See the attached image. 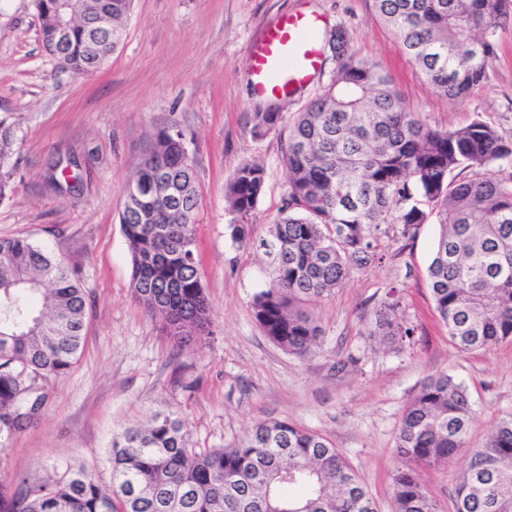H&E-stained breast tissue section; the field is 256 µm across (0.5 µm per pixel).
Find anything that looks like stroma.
I'll return each mask as SVG.
<instances>
[{
    "mask_svg": "<svg viewBox=\"0 0 512 512\" xmlns=\"http://www.w3.org/2000/svg\"><path fill=\"white\" fill-rule=\"evenodd\" d=\"M322 15V35L343 28L358 56L389 73L408 111L445 131L479 119L512 141V26L499 37L485 83L453 103L428 84L382 24L372 0H134L121 49L91 74L60 68L44 50L35 0H0V120L12 124L13 191L0 201V238H27L64 260L84 284L87 311L81 354L45 383L37 421L0 454V480L40 484L80 465L110 483L109 447L118 431L174 413L194 448H226L257 420H284L337 448L374 498L394 512L393 474L402 415L431 375L462 384L473 408L469 447L486 441L512 416V342L462 353L448 340L427 284L437 224L381 236L380 261L351 273L309 311L322 329L313 353L300 358L265 336L252 312L270 283L257 242L269 238L288 193L283 157L293 115L329 82L336 60L325 52L318 77L291 98L254 94L248 48L281 16ZM282 118L262 136L254 115ZM178 125L200 190L196 213L199 273L213 333L176 345L137 302L119 214L129 183L156 133ZM78 163L70 193L46 180L60 162ZM246 162L265 169L248 215L232 212L226 187ZM250 227L252 246L230 235ZM413 328L410 342L378 336L375 312L389 296ZM466 457L424 468L422 480L439 512H454Z\"/></svg>",
    "mask_w": 512,
    "mask_h": 512,
    "instance_id": "stroma-1",
    "label": "stroma"
}]
</instances>
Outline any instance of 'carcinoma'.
I'll list each match as a JSON object with an SVG mask.
<instances>
[{
	"label": "carcinoma",
	"instance_id": "carcinoma-1",
	"mask_svg": "<svg viewBox=\"0 0 512 512\" xmlns=\"http://www.w3.org/2000/svg\"><path fill=\"white\" fill-rule=\"evenodd\" d=\"M133 0H112L100 21L77 20L57 48L75 74L96 71L99 37L120 28ZM378 17L426 82L454 101L487 79L500 32L512 24V0H373ZM43 48L55 17L36 0ZM336 70L322 93L292 119L284 161L288 194L271 238L270 286L254 297L266 336L305 357L322 330L302 305L330 296L354 270L372 265L384 224L408 235L435 220L439 235L427 270L434 310L461 352L512 341V142L474 120L448 131L406 110L392 78L330 34ZM281 119L257 112L260 134ZM16 137L0 121V200L12 191L9 162ZM166 175L176 188L157 183ZM126 195L120 224L137 300L178 340L209 333L210 306L200 280L195 217L199 192L181 131L160 130ZM264 168L240 166L227 187L234 212L252 211ZM87 291L65 263L21 238L0 239V451L36 420L44 381L65 375L83 347ZM396 301L376 311L380 336L395 344L413 335ZM473 410L467 391L446 373L423 385L405 410L397 437L401 465L393 478L396 512H437L419 468L469 461L454 512H512V417L500 420L480 448L467 446ZM112 481L85 468L17 491L0 482V512H377L341 453L320 435L286 421H259L229 448L189 447L183 421L157 413L144 428L113 436ZM296 474L280 485L275 472Z\"/></svg>",
	"mask_w": 512,
	"mask_h": 512
}]
</instances>
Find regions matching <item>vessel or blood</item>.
Listing matches in <instances>:
<instances>
[{"mask_svg":"<svg viewBox=\"0 0 512 512\" xmlns=\"http://www.w3.org/2000/svg\"><path fill=\"white\" fill-rule=\"evenodd\" d=\"M319 15L298 11L266 28L249 50L255 92L283 100L310 84L324 61Z\"/></svg>","mask_w":512,"mask_h":512,"instance_id":"obj_1","label":"vessel or blood"}]
</instances>
